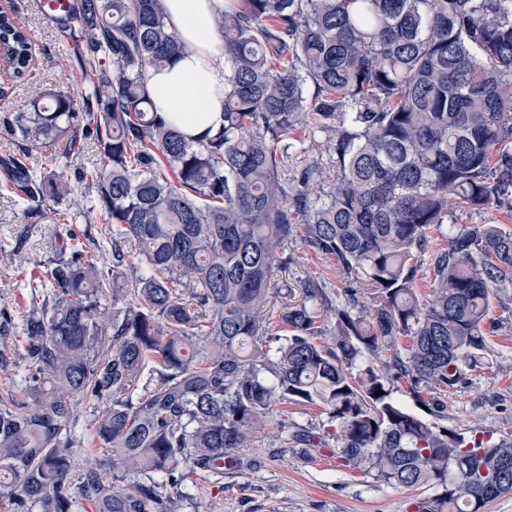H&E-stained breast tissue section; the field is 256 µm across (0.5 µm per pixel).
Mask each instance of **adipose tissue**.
<instances>
[{"instance_id":"1","label":"adipose tissue","mask_w":512,"mask_h":512,"mask_svg":"<svg viewBox=\"0 0 512 512\" xmlns=\"http://www.w3.org/2000/svg\"><path fill=\"white\" fill-rule=\"evenodd\" d=\"M227 0H164L168 25L182 52L162 69H148L147 90L158 111L184 134L197 137L224 123V36Z\"/></svg>"}]
</instances>
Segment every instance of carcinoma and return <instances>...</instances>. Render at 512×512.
<instances>
[{"instance_id":"1","label":"carcinoma","mask_w":512,"mask_h":512,"mask_svg":"<svg viewBox=\"0 0 512 512\" xmlns=\"http://www.w3.org/2000/svg\"><path fill=\"white\" fill-rule=\"evenodd\" d=\"M57 24L75 36L82 90L40 93L4 131L68 154L93 136L100 160L80 182L112 274L68 237L30 282L43 299L23 315L21 357L50 388L35 379L26 400L0 402V512H186L196 477L243 465L237 450L279 403L329 410L348 461L434 490L416 512H484L511 492V440L427 423L394 400L389 372L418 401L455 388L482 364L491 299L512 288V234L494 224L432 250L425 298L412 263L449 204L512 213V0H229L224 126L195 140L144 81L182 48L163 0H68ZM31 57L23 23L0 14V60L22 78ZM314 146L336 158L327 189L314 161L283 173ZM0 172L28 216L73 192L26 152ZM294 237L365 281L374 305L338 311L326 347L328 303L307 281L271 354L260 313ZM399 336L404 355L357 364ZM78 396L110 472L76 452Z\"/></svg>"}]
</instances>
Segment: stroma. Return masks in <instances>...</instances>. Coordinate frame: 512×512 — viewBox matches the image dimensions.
Returning a JSON list of instances; mask_svg holds the SVG:
<instances>
[{"mask_svg": "<svg viewBox=\"0 0 512 512\" xmlns=\"http://www.w3.org/2000/svg\"><path fill=\"white\" fill-rule=\"evenodd\" d=\"M37 2L0 0L1 10L25 24L34 48L25 77L0 68V123L42 91L77 93L82 88L72 39L44 20ZM98 162L95 145L85 142L64 166L73 193L60 204L45 205L34 218L26 217L14 195L0 184V247L8 252L0 257V310L12 322H20L22 311L30 308L31 294L23 283L53 259L56 238L72 236L87 244L99 240L103 215L89 210L77 190L83 171ZM60 209L76 213V223H58ZM469 224H495L512 233V215L498 207L480 212L452 208L447 223L431 230L432 247H446L450 227ZM307 279L320 282L330 299L328 311L317 318L321 342H330L336 313L348 306L344 275L333 257L312 253L298 240H290L273 261V281L296 287ZM490 320L483 364L441 394L445 406L441 415L419 407L405 380H392L394 398L432 425L467 436L478 431L495 440L512 439V288L492 298ZM298 429L321 437L323 447L314 450L293 444L291 435ZM238 455L242 466L225 467L223 480L198 481L193 491L195 512H414L416 502L430 494L425 487L412 490L386 484L365 467L348 463L336 439L335 420L318 407L275 405Z\"/></svg>", "mask_w": 512, "mask_h": 512, "instance_id": "35a3bbf8", "label": "stroma"}]
</instances>
